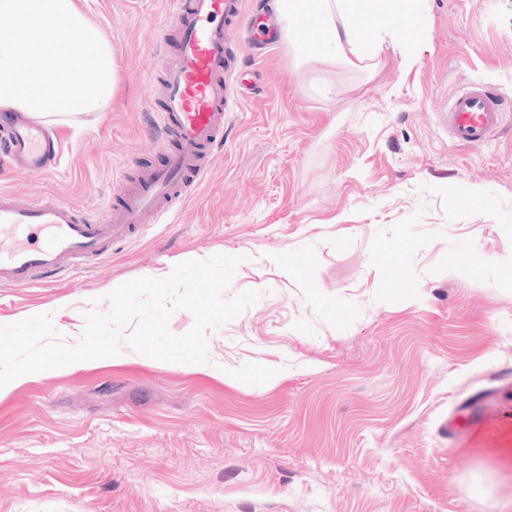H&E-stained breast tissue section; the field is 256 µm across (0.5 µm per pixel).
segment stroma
Returning a JSON list of instances; mask_svg holds the SVG:
<instances>
[{
    "mask_svg": "<svg viewBox=\"0 0 512 512\" xmlns=\"http://www.w3.org/2000/svg\"><path fill=\"white\" fill-rule=\"evenodd\" d=\"M80 4L120 96L58 127L55 169L0 167V192L93 217L123 169L166 162L151 80L171 0ZM422 4L418 64L336 70L330 99L286 43L254 59L227 26L263 82L196 194L52 287L0 285V325L51 313L72 342L92 298L185 260L242 256L229 294L264 293L210 331L209 363L126 350L1 390L0 512H512V0ZM470 82L506 107L478 147L443 121ZM289 254L304 279L277 273Z\"/></svg>",
    "mask_w": 512,
    "mask_h": 512,
    "instance_id": "35a3bbf8",
    "label": "stroma"
}]
</instances>
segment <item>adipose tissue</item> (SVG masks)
I'll list each match as a JSON object with an SVG mask.
<instances>
[{"mask_svg":"<svg viewBox=\"0 0 512 512\" xmlns=\"http://www.w3.org/2000/svg\"><path fill=\"white\" fill-rule=\"evenodd\" d=\"M279 33L292 47L310 86L335 96L328 70L343 67L375 75L386 55L401 69L419 61L420 0H274ZM0 112H19L44 125L66 126L84 113L111 109L120 92L116 51L77 0H0ZM316 40L296 39L299 20ZM367 21L372 37L358 26Z\"/></svg>","mask_w":512,"mask_h":512,"instance_id":"ef3b65f1","label":"adipose tissue"}]
</instances>
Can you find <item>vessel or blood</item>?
<instances>
[{
    "label": "vessel or blood",
    "instance_id": "obj_1",
    "mask_svg": "<svg viewBox=\"0 0 512 512\" xmlns=\"http://www.w3.org/2000/svg\"><path fill=\"white\" fill-rule=\"evenodd\" d=\"M240 15V0H172L178 38L174 51H159L166 67L157 81L153 122L173 148L165 165L129 179L119 202L107 205L100 218L51 194L21 206L0 192V238L15 240L0 248L1 283L39 286L75 271L146 225L164 223L172 200L192 194L207 171V150L224 137L231 110L224 25ZM447 121L454 142L483 145L503 127L504 100L490 88L469 85L452 96ZM6 139L12 158L32 170L45 169L56 149L49 134L33 125L11 130Z\"/></svg>",
    "mask_w": 512,
    "mask_h": 512
}]
</instances>
